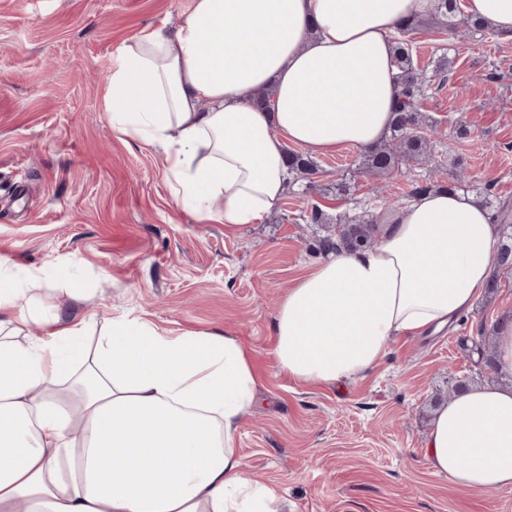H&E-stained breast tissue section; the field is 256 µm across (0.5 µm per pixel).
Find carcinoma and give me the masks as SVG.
I'll return each instance as SVG.
<instances>
[{
  "label": "carcinoma",
  "mask_w": 512,
  "mask_h": 512,
  "mask_svg": "<svg viewBox=\"0 0 512 512\" xmlns=\"http://www.w3.org/2000/svg\"><path fill=\"white\" fill-rule=\"evenodd\" d=\"M459 14L457 0H439L433 23L448 22V31L453 33L459 28L455 18ZM426 18L408 19L401 24L396 39L395 64L396 79L399 85V105L391 126V136L383 143L361 153L360 169L375 175H388L404 162H421L429 157V140L421 132L424 124L421 118L420 102L429 90L431 79L417 68L413 61L411 42L408 35L425 28ZM288 171L314 182L309 177L316 174L317 165L295 151L287 152ZM497 219L502 226L501 243L496 265L500 268L512 267V209L502 205L497 210ZM377 233L376 218L369 214L347 221H337L336 231L320 239V250L324 253L346 249L362 251L375 244Z\"/></svg>",
  "instance_id": "obj_1"
}]
</instances>
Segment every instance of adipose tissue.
<instances>
[{"instance_id":"ef3b65f1","label":"adipose tissue","mask_w":512,"mask_h":512,"mask_svg":"<svg viewBox=\"0 0 512 512\" xmlns=\"http://www.w3.org/2000/svg\"><path fill=\"white\" fill-rule=\"evenodd\" d=\"M436 0H193L112 65L113 130L162 146L175 199L229 227L282 200L285 145L317 155L382 142L398 107L392 34ZM271 90L267 105L255 97ZM499 227L473 196L429 191L290 288L274 322L279 367L303 384L360 377L395 337L439 329L488 286ZM0 264V512H284L238 448L258 381L230 331L48 313ZM41 321V336L19 341ZM426 456L469 490L512 488V386L469 388L437 412Z\"/></svg>"}]
</instances>
